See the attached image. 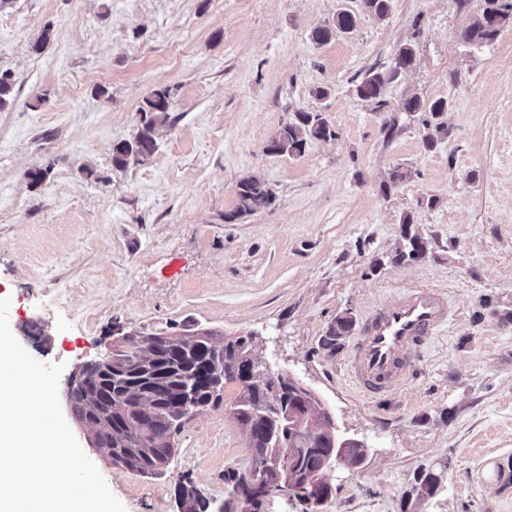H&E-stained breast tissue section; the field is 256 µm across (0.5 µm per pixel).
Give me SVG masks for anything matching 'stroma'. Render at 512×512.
Here are the masks:
<instances>
[{"instance_id":"stroma-1","label":"stroma","mask_w":512,"mask_h":512,"mask_svg":"<svg viewBox=\"0 0 512 512\" xmlns=\"http://www.w3.org/2000/svg\"><path fill=\"white\" fill-rule=\"evenodd\" d=\"M482 4L392 0L378 18L362 0H13L0 11L15 95L0 110V298L15 337L70 370L106 355L118 326L252 337L272 371L315 391L339 434L368 447L356 470L323 473V505L276 492L258 512H512V469H498L512 460V29L463 42ZM342 6L354 30L313 42ZM406 43L415 65L383 105L360 99L366 71ZM165 87L173 122L156 153L113 166V144ZM410 94L448 102L434 148L430 113L400 108ZM303 110L325 113L335 138L267 154ZM246 176L275 200L238 217ZM407 214L429 254L393 264ZM418 286L447 292L448 323L412 383L367 396L347 369L352 339L335 353L321 339L337 315L363 323ZM86 454L127 512H178L185 476L223 500L225 469L250 463L246 432L220 406L185 425L162 476ZM428 471L441 480L417 498Z\"/></svg>"}]
</instances>
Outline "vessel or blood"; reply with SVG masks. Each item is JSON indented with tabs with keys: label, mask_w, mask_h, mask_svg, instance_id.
Masks as SVG:
<instances>
[{
	"label": "vessel or blood",
	"mask_w": 512,
	"mask_h": 512,
	"mask_svg": "<svg viewBox=\"0 0 512 512\" xmlns=\"http://www.w3.org/2000/svg\"><path fill=\"white\" fill-rule=\"evenodd\" d=\"M448 320V297L434 288H411L373 310L359 327L349 372L364 392L400 389L415 376L422 348Z\"/></svg>",
	"instance_id": "1"
}]
</instances>
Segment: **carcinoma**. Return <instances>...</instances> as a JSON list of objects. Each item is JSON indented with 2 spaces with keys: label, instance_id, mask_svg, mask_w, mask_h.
<instances>
[{
  "label": "carcinoma",
  "instance_id": "obj_1",
  "mask_svg": "<svg viewBox=\"0 0 512 512\" xmlns=\"http://www.w3.org/2000/svg\"><path fill=\"white\" fill-rule=\"evenodd\" d=\"M356 17L348 10L336 12L332 23L318 26L311 31L312 40L317 44L327 43L338 32L348 33L354 29ZM512 28V0H484L481 12L475 15L464 29L465 42L477 46L493 42L498 33ZM415 62L412 45L400 46L394 57V64L388 70L370 69L356 85L359 98L382 104L381 95L385 86L402 72L410 69ZM14 84L11 74H0V109L13 104ZM171 89L162 88L144 98L139 108L140 127L135 136L112 147V163L125 167L130 162L144 163L158 149L155 137L158 127L171 123ZM401 108L406 112H428L437 117L448 109V102L442 98L429 102L416 94L405 97ZM336 137L329 120L321 112L296 113L295 119L283 124L269 139L265 151L271 155L297 157L302 155L310 142L329 140ZM238 204L235 211L224 216L232 221L237 217L253 214L268 207L275 200L274 190L265 181L254 176L242 178L238 183ZM425 243L417 234L408 239L405 248L396 252L391 262L400 264L415 258V251L424 250ZM354 324L350 313L336 316L330 325L328 335L347 336ZM247 338L237 337L217 341L216 345L194 341L187 336L175 350L160 349L151 356H142L136 351L129 352L125 374L114 378L91 372L70 389L69 402L73 417L89 420L100 436L101 445L114 449L116 466L129 471H144L157 461L163 460L171 448L172 423L183 411L185 388L191 379L202 377L212 382L216 390L196 395L193 404L206 410L223 399L226 384L233 382L232 368L237 359L249 351ZM138 389L148 392L149 407L131 409L123 416L115 407L124 402V396ZM299 413L311 410L310 400L295 393L288 380L281 381L279 393L261 396L256 391L238 394L230 406V416L249 435L251 463L246 471L252 474L258 486L257 495L239 501L235 498L237 474L240 469L229 467L224 470V486L227 490L222 502V512H254L261 499L272 493L288 489L304 501L319 506L329 498L323 490L320 495L308 493L303 482L292 477L284 481L274 472L264 468L262 457L279 448H290L294 434L288 430L282 418L284 410ZM328 445L320 440H311L299 451L295 469L305 475L318 471L323 458L329 453ZM178 501L189 504L190 512H216L217 504L192 484H179Z\"/></svg>",
  "mask_w": 512,
  "mask_h": 512
}]
</instances>
